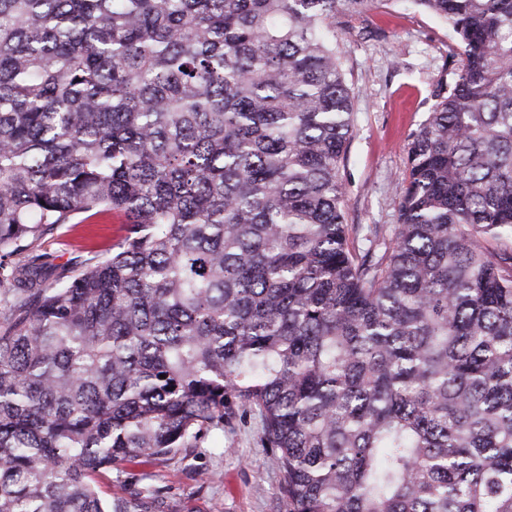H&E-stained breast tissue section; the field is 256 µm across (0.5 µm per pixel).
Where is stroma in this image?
I'll return each mask as SVG.
<instances>
[{
  "instance_id": "35a3bbf8",
  "label": "stroma",
  "mask_w": 512,
  "mask_h": 512,
  "mask_svg": "<svg viewBox=\"0 0 512 512\" xmlns=\"http://www.w3.org/2000/svg\"><path fill=\"white\" fill-rule=\"evenodd\" d=\"M332 30L354 102L344 171L346 220L379 226L388 238L398 222L408 137L427 119L440 78H451L457 67L458 44L448 24L414 0H371L362 13L337 14ZM119 227L116 221L68 224L47 236L40 250L60 267L84 247L112 243ZM204 472L210 481L201 480ZM279 482L273 455L260 440L259 419L246 411L216 447L130 468L125 482L107 472L99 489L106 495L150 494L152 512H281Z\"/></svg>"
}]
</instances>
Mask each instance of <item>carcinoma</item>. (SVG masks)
<instances>
[{
  "label": "carcinoma",
  "mask_w": 512,
  "mask_h": 512,
  "mask_svg": "<svg viewBox=\"0 0 512 512\" xmlns=\"http://www.w3.org/2000/svg\"><path fill=\"white\" fill-rule=\"evenodd\" d=\"M368 2L0 0V512H150L99 475L247 410L283 512H512V0H415L461 63L381 247L328 35ZM119 220L112 218V224H65L53 235H49L40 245L41 252L48 256L52 266H63L76 256L84 260L92 255L82 252V248L95 244H112L121 234Z\"/></svg>",
  "instance_id": "obj_1"
}]
</instances>
